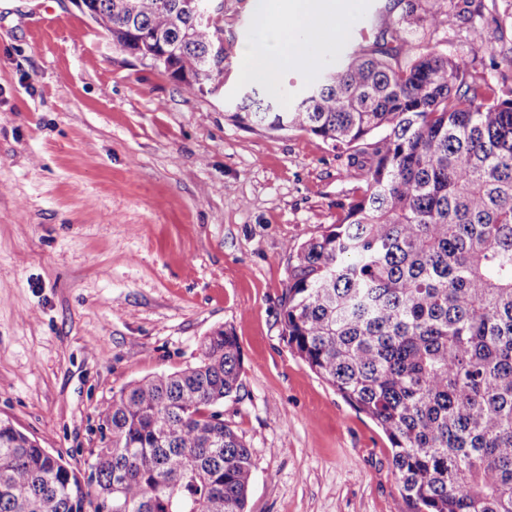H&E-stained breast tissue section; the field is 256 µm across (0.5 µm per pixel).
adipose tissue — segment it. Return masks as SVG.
<instances>
[{
  "label": "adipose tissue",
  "mask_w": 512,
  "mask_h": 512,
  "mask_svg": "<svg viewBox=\"0 0 512 512\" xmlns=\"http://www.w3.org/2000/svg\"><path fill=\"white\" fill-rule=\"evenodd\" d=\"M251 6L259 40L242 48L251 60L247 76L271 90L289 64L309 60L298 44V30L349 20L347 0H251Z\"/></svg>",
  "instance_id": "adipose-tissue-1"
}]
</instances>
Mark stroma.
Returning a JSON list of instances; mask_svg holds the SVG:
<instances>
[{
    "instance_id": "stroma-1",
    "label": "stroma",
    "mask_w": 512,
    "mask_h": 512,
    "mask_svg": "<svg viewBox=\"0 0 512 512\" xmlns=\"http://www.w3.org/2000/svg\"><path fill=\"white\" fill-rule=\"evenodd\" d=\"M386 4L357 0L313 65L289 66L282 105ZM480 5L488 44L456 27L447 50L502 93L512 65L491 52L512 46L508 3ZM223 26V89L190 95L75 0H0V419L88 475L99 407L195 364L226 325L244 374L224 417L254 451L248 512H408L386 435L283 338L288 256L359 182L321 138L232 120L255 87L239 52L256 37L250 0H224Z\"/></svg>"
}]
</instances>
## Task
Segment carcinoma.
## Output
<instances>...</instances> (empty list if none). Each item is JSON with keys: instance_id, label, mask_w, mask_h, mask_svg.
<instances>
[{"instance_id": "carcinoma-1", "label": "carcinoma", "mask_w": 512, "mask_h": 512, "mask_svg": "<svg viewBox=\"0 0 512 512\" xmlns=\"http://www.w3.org/2000/svg\"><path fill=\"white\" fill-rule=\"evenodd\" d=\"M130 53L190 95L224 84V29L189 0H84ZM393 17L288 109L244 94L232 118L348 152L364 186L288 259V347L387 436L409 512H512V95L426 36L480 12L393 0ZM199 362L99 410L91 472L0 421V512H247L253 450L224 418L243 387L220 326Z\"/></svg>"}]
</instances>
